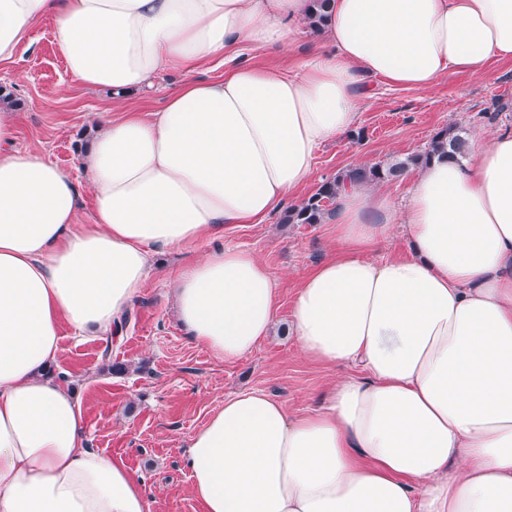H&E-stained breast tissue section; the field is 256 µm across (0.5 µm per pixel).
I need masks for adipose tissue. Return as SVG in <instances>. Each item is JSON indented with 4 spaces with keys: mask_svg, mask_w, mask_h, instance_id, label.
<instances>
[{
    "mask_svg": "<svg viewBox=\"0 0 512 512\" xmlns=\"http://www.w3.org/2000/svg\"><path fill=\"white\" fill-rule=\"evenodd\" d=\"M311 0H0V63L55 23L69 75L124 94L214 61L146 116L98 115L82 160L92 193L16 147L0 106V512H149L141 481L86 444L49 374L60 329L120 333L155 253L257 224L296 198L315 154L358 122L359 81L425 91L454 68L512 58V0H331L296 70L240 63L288 47ZM404 257L377 251L394 229ZM340 248L300 282L291 332L352 373L290 414L264 392L225 398L187 446L201 512H512V130L436 159L407 202L336 199ZM180 324L234 364L271 333L279 287L225 247L172 281Z\"/></svg>",
    "mask_w": 512,
    "mask_h": 512,
    "instance_id": "obj_1",
    "label": "adipose tissue"
}]
</instances>
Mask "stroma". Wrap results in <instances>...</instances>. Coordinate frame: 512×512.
Segmentation results:
<instances>
[{
  "label": "stroma",
  "instance_id": "1",
  "mask_svg": "<svg viewBox=\"0 0 512 512\" xmlns=\"http://www.w3.org/2000/svg\"><path fill=\"white\" fill-rule=\"evenodd\" d=\"M318 34L309 25L288 49L255 46L242 63L289 70L306 57ZM222 74L202 63L165 71L150 87L123 100L126 109L157 111L181 84ZM357 129L362 140L345 134L321 146L301 198L340 170L403 157L423 149L434 133L453 124L468 134L512 129V59L494 60L479 73L451 69L429 90L392 87L363 80ZM0 86L12 89L20 107L16 144L36 150L84 180L81 151L93 136L97 115L111 108L108 92L74 81L59 55L52 21H44L33 43L12 64H0ZM505 111H498L500 103ZM223 243L254 253L279 281V309L271 336L235 364L218 361L179 325L170 282L187 262L207 251L206 243L157 254L143 294L130 309L121 338L100 332L74 336L61 329V352L54 374L64 375L76 394L91 447L119 458L143 481L150 512H201L190 491L185 452L191 435L226 397L259 390L292 414H307L322 395L348 375L303 355L289 332L294 294L302 277L336 251L330 223L284 224L272 215L226 234ZM120 372H113V364Z\"/></svg>",
  "mask_w": 512,
  "mask_h": 512
}]
</instances>
